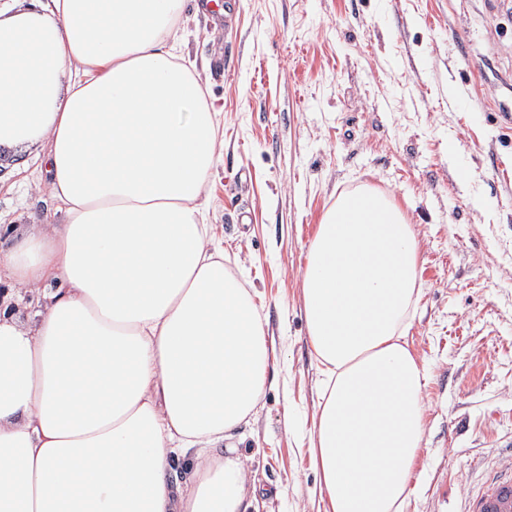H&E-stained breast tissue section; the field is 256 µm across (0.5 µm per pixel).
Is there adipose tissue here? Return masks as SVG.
<instances>
[{"label":"adipose tissue","mask_w":512,"mask_h":512,"mask_svg":"<svg viewBox=\"0 0 512 512\" xmlns=\"http://www.w3.org/2000/svg\"><path fill=\"white\" fill-rule=\"evenodd\" d=\"M183 0H0V151L43 146L64 222L0 251V512H248L230 440L272 348L209 235L218 114L176 34ZM418 240L382 193L339 196L302 276L323 376L325 512H401L423 440L405 342ZM189 465L188 481L175 479Z\"/></svg>","instance_id":"adipose-tissue-1"}]
</instances>
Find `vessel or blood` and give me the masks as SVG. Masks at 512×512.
Wrapping results in <instances>:
<instances>
[{"mask_svg": "<svg viewBox=\"0 0 512 512\" xmlns=\"http://www.w3.org/2000/svg\"><path fill=\"white\" fill-rule=\"evenodd\" d=\"M502 464L490 466L476 487L464 491L459 512H512V448H502Z\"/></svg>", "mask_w": 512, "mask_h": 512, "instance_id": "vessel-or-blood-1", "label": "vessel or blood"}]
</instances>
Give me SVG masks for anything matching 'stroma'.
Here are the masks:
<instances>
[{"label": "stroma", "mask_w": 512, "mask_h": 512, "mask_svg": "<svg viewBox=\"0 0 512 512\" xmlns=\"http://www.w3.org/2000/svg\"><path fill=\"white\" fill-rule=\"evenodd\" d=\"M233 2L185 0L183 51L222 114L213 233L275 351L236 442L266 491L254 512H324L302 274L325 211L362 186L419 242L405 340L429 374L403 512H452L512 441V0ZM61 221L37 150L0 156V245Z\"/></svg>", "instance_id": "stroma-1"}]
</instances>
